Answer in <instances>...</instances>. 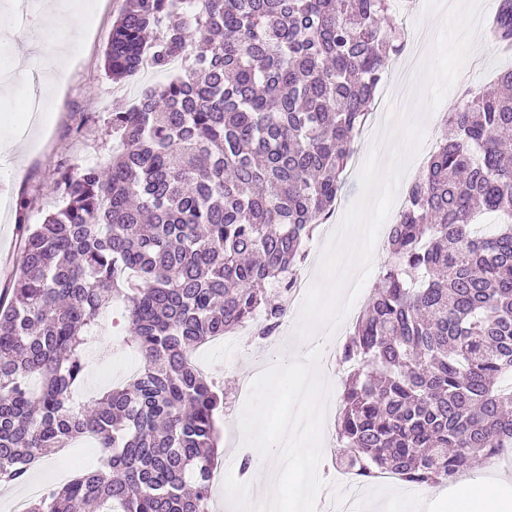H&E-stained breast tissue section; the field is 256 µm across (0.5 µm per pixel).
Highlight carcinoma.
<instances>
[{
  "label": "carcinoma",
  "instance_id": "carcinoma-1",
  "mask_svg": "<svg viewBox=\"0 0 512 512\" xmlns=\"http://www.w3.org/2000/svg\"><path fill=\"white\" fill-rule=\"evenodd\" d=\"M105 68L184 73L111 112L103 163H59L62 205L26 223L0 301V483L88 435L102 466L27 512H211L224 393L190 354L244 323L265 339L330 217L403 44L395 0H126ZM491 36L512 44V0ZM499 224L489 238L482 216ZM339 349L337 460L362 481L454 479L512 449V69L464 93ZM119 301L142 365L77 404L91 331Z\"/></svg>",
  "mask_w": 512,
  "mask_h": 512
}]
</instances>
